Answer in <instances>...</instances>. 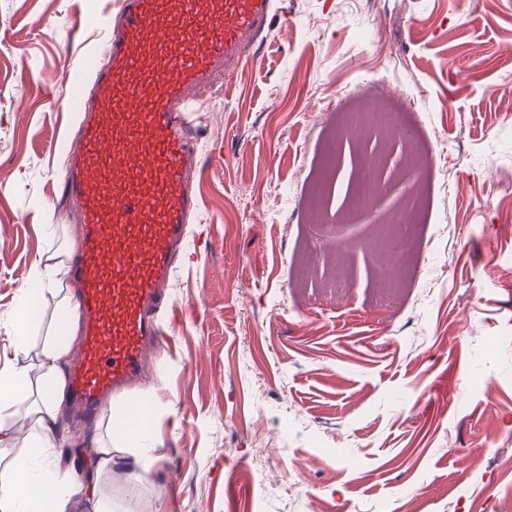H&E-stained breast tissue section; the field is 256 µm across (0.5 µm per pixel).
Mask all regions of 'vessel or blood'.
<instances>
[{
    "label": "vessel or blood",
    "mask_w": 512,
    "mask_h": 512,
    "mask_svg": "<svg viewBox=\"0 0 512 512\" xmlns=\"http://www.w3.org/2000/svg\"><path fill=\"white\" fill-rule=\"evenodd\" d=\"M272 13V0H118L106 37L82 60L92 84L73 82L67 109L80 124L61 159L79 211L68 264L85 333L69 384L85 418L130 386L161 335L174 249L198 210L189 182L200 162L191 91L242 64ZM115 407L131 426H146V403Z\"/></svg>",
    "instance_id": "vessel-or-blood-1"
}]
</instances>
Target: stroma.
<instances>
[{"label": "stroma", "instance_id": "stroma-1", "mask_svg": "<svg viewBox=\"0 0 512 512\" xmlns=\"http://www.w3.org/2000/svg\"><path fill=\"white\" fill-rule=\"evenodd\" d=\"M113 4L0 0V351L34 262L74 245L66 103ZM246 53L195 91L178 320L125 392L152 402L161 458L138 493L105 478L102 503L512 512V0H275ZM364 88L406 99L439 165L418 285L396 304L369 241L405 191L404 142L336 122ZM374 156L382 196L339 223Z\"/></svg>", "mask_w": 512, "mask_h": 512}]
</instances>
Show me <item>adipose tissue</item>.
Segmentation results:
<instances>
[{
    "instance_id": "obj_1",
    "label": "adipose tissue",
    "mask_w": 512,
    "mask_h": 512,
    "mask_svg": "<svg viewBox=\"0 0 512 512\" xmlns=\"http://www.w3.org/2000/svg\"><path fill=\"white\" fill-rule=\"evenodd\" d=\"M32 311L30 295H22L14 315L11 352L0 358V512H78L65 453L73 440L60 424L69 349L52 335L35 355V361H28L24 333ZM21 408L32 416L35 428L25 452L16 448L11 428V420ZM115 434L126 445L115 448L103 443L95 448L92 480L97 483L122 470L131 485H139L145 479L147 461L155 457L154 437L122 418L117 421Z\"/></svg>"
}]
</instances>
